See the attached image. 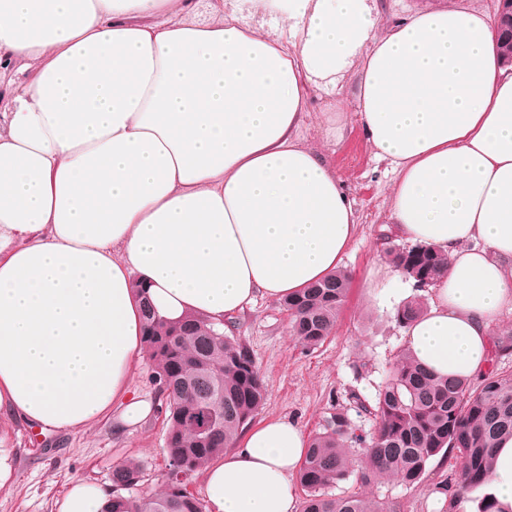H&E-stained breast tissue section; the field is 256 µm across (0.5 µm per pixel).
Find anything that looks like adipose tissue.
Wrapping results in <instances>:
<instances>
[{
  "label": "adipose tissue",
  "instance_id": "adipose-tissue-1",
  "mask_svg": "<svg viewBox=\"0 0 512 512\" xmlns=\"http://www.w3.org/2000/svg\"><path fill=\"white\" fill-rule=\"evenodd\" d=\"M0 0V413L85 428L128 394L141 301L234 321L341 269L358 217L303 131L361 72L389 220L448 261L408 346L474 379L512 310V68L460 0ZM307 438L248 426L203 472L206 512H296Z\"/></svg>",
  "mask_w": 512,
  "mask_h": 512
}]
</instances>
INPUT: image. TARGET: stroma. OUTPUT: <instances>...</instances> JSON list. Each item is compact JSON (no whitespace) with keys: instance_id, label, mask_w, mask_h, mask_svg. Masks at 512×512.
I'll return each mask as SVG.
<instances>
[{"instance_id":"stroma-1","label":"stroma","mask_w":512,"mask_h":512,"mask_svg":"<svg viewBox=\"0 0 512 512\" xmlns=\"http://www.w3.org/2000/svg\"><path fill=\"white\" fill-rule=\"evenodd\" d=\"M359 78V71H352L336 93L343 112L341 137L326 138L319 120L326 100L318 96L311 99L313 118L305 130L306 144L325 154L360 217L343 261L352 282L336 330L318 348L302 351L290 333L287 311L262 298L239 317L234 330L235 338L253 352L267 386L258 420L288 417L308 436L321 431L337 412L346 413L359 433L372 432L371 417L359 413L357 404L373 403L396 356L407 347L406 330L396 322L395 312L418 294L407 278L394 280L380 274L387 264V249L404 246L405 241L390 230L391 176L358 120ZM167 431L159 409L141 424L123 430L117 429L110 414L87 429L44 433L1 415L0 454L6 456L13 477L0 489V512H57L71 480L106 486L113 465L130 458L144 468L136 494L156 491L165 483ZM455 462L454 455L437 456L420 483L406 486L384 479L372 493L395 502L396 512H444L445 496L438 484L447 480Z\"/></svg>"}]
</instances>
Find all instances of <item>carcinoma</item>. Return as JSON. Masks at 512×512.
Instances as JSON below:
<instances>
[{"instance_id": "carcinoma-1", "label": "carcinoma", "mask_w": 512, "mask_h": 512, "mask_svg": "<svg viewBox=\"0 0 512 512\" xmlns=\"http://www.w3.org/2000/svg\"><path fill=\"white\" fill-rule=\"evenodd\" d=\"M386 259L422 284L425 276H438L446 267L441 255L418 245L389 249ZM349 280L343 270L283 300L303 349L319 347L333 333ZM424 310L422 300L411 299L398 308L396 320L407 326ZM143 318L144 353L165 406L164 455L171 477L161 492L134 496L129 490L142 481L143 467L134 459L121 461L112 467V495L101 512H204L187 483L224 455L226 443L252 423L266 401L265 381L249 347L224 335L215 323L190 317L169 324L147 304ZM510 354L512 334L495 338L491 365L473 383L435 375L409 350L401 351L371 406V435L355 433L347 415L338 412L310 437L297 472L305 494L303 512H394L392 504L375 498L369 488L390 477L406 486L417 484L442 453L456 458V469L439 486L445 512H461L469 501L476 504L475 512H503L490 494L474 499L470 494L487 485L498 442L512 437V373L497 368V360ZM206 415L214 418V427L202 437L193 423ZM351 448L365 450L367 463L358 470L352 466ZM351 477L352 490L328 492Z\"/></svg>"}]
</instances>
